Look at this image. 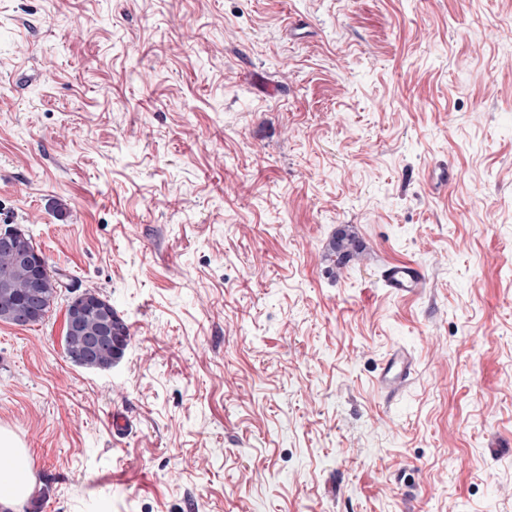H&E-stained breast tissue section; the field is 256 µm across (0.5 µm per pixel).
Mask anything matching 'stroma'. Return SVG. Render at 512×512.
<instances>
[{"label":"stroma","mask_w":512,"mask_h":512,"mask_svg":"<svg viewBox=\"0 0 512 512\" xmlns=\"http://www.w3.org/2000/svg\"><path fill=\"white\" fill-rule=\"evenodd\" d=\"M16 224L131 334L0 322L16 512H512V0H0ZM356 237L345 228H339L336 230V234L333 237L330 251L331 257L336 262V266H342L345 264L350 255L356 248ZM379 279L389 294L397 297L417 296L428 287L424 268L416 262H389L379 268ZM65 330H64V351L66 356L71 360V354H82L86 351L88 341L93 336H103V329L107 321L106 316L97 315L90 312L79 331H73L70 325L69 304L67 305L65 314ZM118 315L117 311H112V325L116 326L118 322L114 316ZM119 316V315H118ZM120 317V316H119ZM121 324L119 325V333L114 336L112 342L105 343L93 351L81 363H76L71 360L75 365L89 369V370H106L112 368V365L120 359L123 350L127 347L130 340L129 327L120 317ZM114 341L124 342L123 347L114 346ZM414 373V356L406 348L396 346L381 363L377 392L388 401L396 399L411 384ZM0 450L12 458L7 470H0V508L15 509L30 494L33 475L28 448L7 429L0 428Z\"/></svg>","instance_id":"35a3bbf8"}]
</instances>
